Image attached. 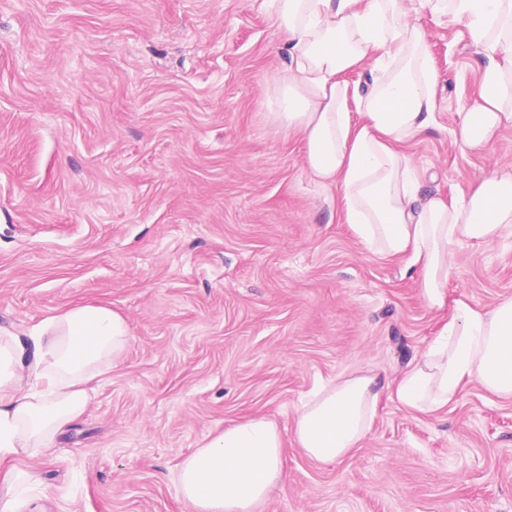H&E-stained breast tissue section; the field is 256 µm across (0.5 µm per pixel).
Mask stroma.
<instances>
[{
	"mask_svg": "<svg viewBox=\"0 0 512 512\" xmlns=\"http://www.w3.org/2000/svg\"><path fill=\"white\" fill-rule=\"evenodd\" d=\"M436 125L401 145L423 193L512 171V127L472 151L460 112L482 65L462 26L421 11ZM260 0H0V332L106 305L134 340L85 411L25 459L49 512H190L178 465L253 415L285 439L259 512H512V397L478 382L431 414L382 399L359 448L316 463L296 408L351 374L393 380L454 300L512 297V233L452 246L443 308L373 253L342 190L308 175L270 118L285 58Z\"/></svg>",
	"mask_w": 512,
	"mask_h": 512,
	"instance_id": "stroma-1",
	"label": "stroma"
}]
</instances>
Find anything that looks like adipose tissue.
I'll list each match as a JSON object with an SVG mask.
<instances>
[{
  "instance_id": "adipose-tissue-1",
  "label": "adipose tissue",
  "mask_w": 512,
  "mask_h": 512,
  "mask_svg": "<svg viewBox=\"0 0 512 512\" xmlns=\"http://www.w3.org/2000/svg\"><path fill=\"white\" fill-rule=\"evenodd\" d=\"M462 24L483 58L484 93L462 113L463 147L492 145L512 126V0H419ZM284 35L288 66L275 82L277 119L301 134L311 178L344 190L345 218L374 253L405 260L426 300L444 303L451 245L482 244L512 232V172L480 177L450 201L423 195L399 143L433 126L436 76L410 0H263ZM369 74L349 85L348 72ZM132 340L124 317L105 305H75L30 336L0 338V512H42L21 492L17 457L51 447L85 409V389ZM512 396V298L478 309L455 301L420 359L395 381L351 375L302 401L294 439L309 459L329 464L358 448L383 394L432 413L470 381ZM288 479L276 423L252 416L225 428L179 465L175 488L192 512H256Z\"/></svg>"
}]
</instances>
